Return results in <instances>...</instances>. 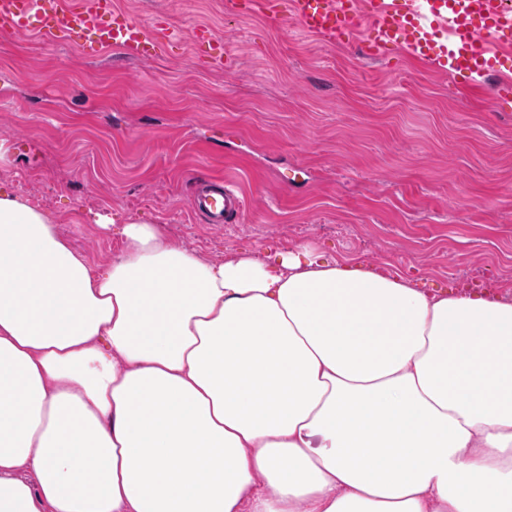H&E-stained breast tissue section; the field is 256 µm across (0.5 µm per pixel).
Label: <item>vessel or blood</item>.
Segmentation results:
<instances>
[{"label":"vessel or blood","mask_w":512,"mask_h":512,"mask_svg":"<svg viewBox=\"0 0 512 512\" xmlns=\"http://www.w3.org/2000/svg\"><path fill=\"white\" fill-rule=\"evenodd\" d=\"M289 10L305 31L330 44H346L358 32L361 50L370 58L396 48L467 83L491 74L495 99H512V76L496 71L512 46V0H289ZM0 30L31 31L48 42L83 39L96 52L113 47L140 56L158 52L169 36L165 23L146 27L116 11L112 0H81L76 7L51 0H0ZM190 36L206 46L214 67H223L222 41L203 26ZM241 207L234 189L220 182L193 195L194 211L214 224L227 222Z\"/></svg>","instance_id":"b4317fda"}]
</instances>
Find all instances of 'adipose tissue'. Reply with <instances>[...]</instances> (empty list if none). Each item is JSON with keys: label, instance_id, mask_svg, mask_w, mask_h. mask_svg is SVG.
Segmentation results:
<instances>
[{"label": "adipose tissue", "instance_id": "adipose-tissue-1", "mask_svg": "<svg viewBox=\"0 0 512 512\" xmlns=\"http://www.w3.org/2000/svg\"><path fill=\"white\" fill-rule=\"evenodd\" d=\"M120 236L0 184V512H512V299Z\"/></svg>", "mask_w": 512, "mask_h": 512}]
</instances>
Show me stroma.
I'll return each mask as SVG.
<instances>
[{"label":"stroma","instance_id":"obj_1","mask_svg":"<svg viewBox=\"0 0 512 512\" xmlns=\"http://www.w3.org/2000/svg\"><path fill=\"white\" fill-rule=\"evenodd\" d=\"M143 24L166 21L153 58L87 55L31 33L0 36V181L59 217L58 233L103 269L122 248L98 213L156 224L207 261L310 243L461 291L512 289V106L402 52L372 60L283 19L229 17L224 0H114ZM208 25L224 68L188 40ZM34 150L16 149L19 139ZM221 180L243 200L211 224L191 209L196 183Z\"/></svg>","mask_w":512,"mask_h":512}]
</instances>
